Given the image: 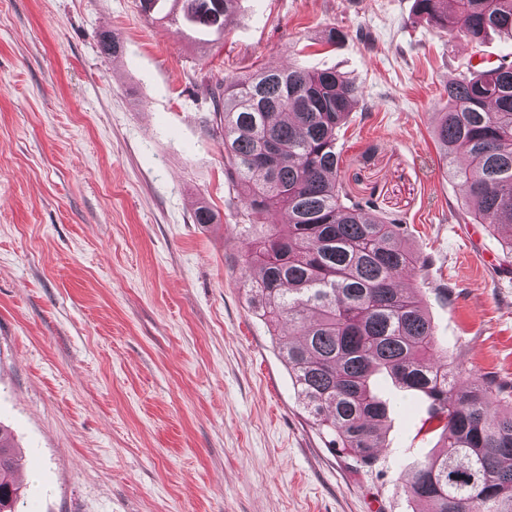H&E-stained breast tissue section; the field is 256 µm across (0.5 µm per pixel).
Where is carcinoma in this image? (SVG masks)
<instances>
[{
    "mask_svg": "<svg viewBox=\"0 0 512 512\" xmlns=\"http://www.w3.org/2000/svg\"><path fill=\"white\" fill-rule=\"evenodd\" d=\"M165 17L207 34L224 30L235 0H168ZM439 29L479 42L492 28L512 29V0H416ZM103 54L121 52L100 36ZM216 112L224 132L225 175L241 186L251 221L240 225L247 300L272 335L288 324L281 348L298 398L332 447L371 468L384 447L389 403L374 387L383 375L401 391L431 401L439 451L406 485L424 512H512V390L488 376H462L441 346L422 298L396 283L429 265L403 245L404 225L367 218L371 205L338 178V132L363 91L335 71L259 68L220 83ZM448 108L434 137L458 180L471 220L508 232L512 253V58L468 66L445 86ZM278 146L276 164L262 159ZM273 211L279 224H262ZM19 466L0 428V512H15Z\"/></svg>",
    "mask_w": 512,
    "mask_h": 512,
    "instance_id": "obj_1",
    "label": "carcinoma"
}]
</instances>
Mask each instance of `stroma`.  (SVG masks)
<instances>
[{
  "label": "stroma",
  "instance_id": "stroma-1",
  "mask_svg": "<svg viewBox=\"0 0 512 512\" xmlns=\"http://www.w3.org/2000/svg\"><path fill=\"white\" fill-rule=\"evenodd\" d=\"M332 28L343 39L323 44ZM510 53L512 31L477 48L415 0H239L205 45L140 0H0V426L23 456L18 512H419L405 484L436 443L428 402L387 388L384 447L358 467L311 427L248 305L211 90L281 63L356 82L346 190L429 257L403 284L449 357L510 385L505 234L468 221L433 135L448 81ZM203 205L217 223H195Z\"/></svg>",
  "mask_w": 512,
  "mask_h": 512
}]
</instances>
